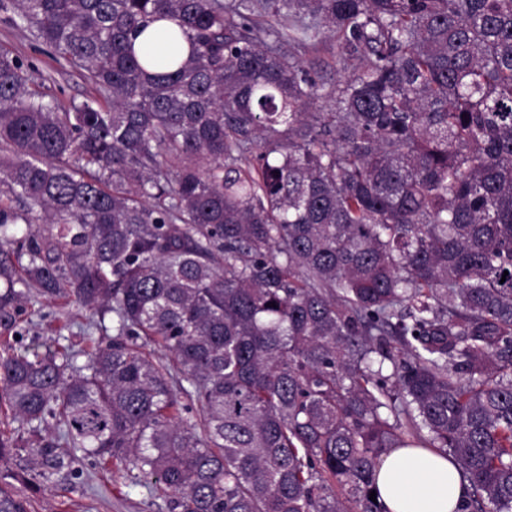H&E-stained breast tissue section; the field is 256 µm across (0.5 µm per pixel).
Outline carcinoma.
Segmentation results:
<instances>
[{"label":"carcinoma","instance_id":"carcinoma-1","mask_svg":"<svg viewBox=\"0 0 512 512\" xmlns=\"http://www.w3.org/2000/svg\"><path fill=\"white\" fill-rule=\"evenodd\" d=\"M0 9L95 89L61 109L0 49V329L42 298L114 331L0 354V457L166 512H386L381 458L431 448L461 512H512V0ZM324 38L334 82L284 51Z\"/></svg>","mask_w":512,"mask_h":512}]
</instances>
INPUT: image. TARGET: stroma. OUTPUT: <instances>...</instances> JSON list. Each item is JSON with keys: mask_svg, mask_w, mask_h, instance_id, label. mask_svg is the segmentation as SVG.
<instances>
[{"mask_svg": "<svg viewBox=\"0 0 512 512\" xmlns=\"http://www.w3.org/2000/svg\"><path fill=\"white\" fill-rule=\"evenodd\" d=\"M0 46L21 57L34 70V87L61 107L83 101L92 92L79 70L38 48L29 32L11 24L0 10ZM88 315L64 301L28 307L12 337L0 336V349L12 346L23 351L34 343L52 344L54 338L70 336L75 349L83 337L69 333L70 326L87 323ZM0 485L26 503L27 512H161L145 488L133 485L115 468H101L91 460L65 463L58 470L42 471L21 449L0 462Z\"/></svg>", "mask_w": 512, "mask_h": 512, "instance_id": "35a3bbf8", "label": "stroma"}]
</instances>
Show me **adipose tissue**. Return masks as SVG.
I'll return each mask as SVG.
<instances>
[{
    "mask_svg": "<svg viewBox=\"0 0 512 512\" xmlns=\"http://www.w3.org/2000/svg\"><path fill=\"white\" fill-rule=\"evenodd\" d=\"M375 492L387 512H457L466 484L451 458L427 448H396L378 465Z\"/></svg>",
    "mask_w": 512,
    "mask_h": 512,
    "instance_id": "adipose-tissue-1",
    "label": "adipose tissue"
}]
</instances>
